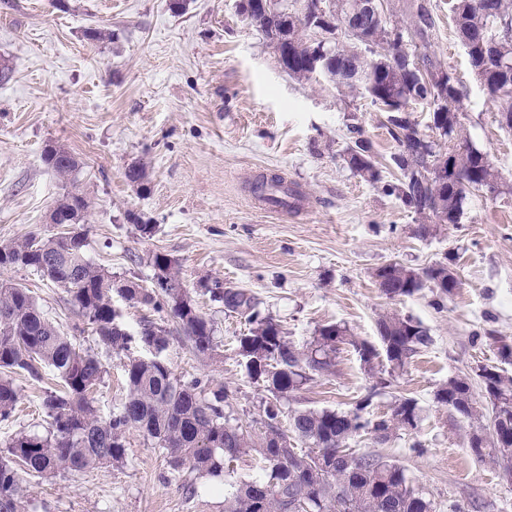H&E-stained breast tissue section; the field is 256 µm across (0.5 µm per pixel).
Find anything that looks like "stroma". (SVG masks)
<instances>
[{
    "label": "stroma",
    "mask_w": 512,
    "mask_h": 512,
    "mask_svg": "<svg viewBox=\"0 0 512 512\" xmlns=\"http://www.w3.org/2000/svg\"><path fill=\"white\" fill-rule=\"evenodd\" d=\"M425 2L436 21L430 51L463 92L464 131L488 154L500 193H471L460 224L424 238L417 216L385 189L399 177L387 113L370 98L288 76L242 0H184L180 9L173 0H0V64L12 69L0 82V243L58 233L51 213L65 182L43 152L50 145L69 151L90 202L87 259L144 288L154 285V254L177 262L218 347L198 354L175 327L165 361L175 378L227 392L226 412L258 433L270 394L239 363L238 338L249 326L203 295V280L252 293L299 346L328 323L375 344L380 316L413 317L431 342L389 388L372 393L373 378L344 345L332 371L282 402V412L349 411L368 395L376 417L396 398H414L422 417L414 433L382 444L364 433L351 447L403 467L436 512L457 503L465 512H512V483L473 459L469 422L434 401L449 378L497 363L481 329L512 343V132L500 128L497 107L468 64L451 0ZM95 28L104 40H87ZM358 138L371 146L379 181L347 164ZM134 163L146 168L143 184L125 176ZM279 174L307 199L306 211L255 204L256 183ZM142 224L153 226L151 236L141 235ZM447 256L460 285L440 308L427 290L387 298L374 278L393 261L420 269ZM1 281L29 288L46 318L96 354L105 374L94 404L105 415L116 410L127 394L124 358L96 341L65 290L30 269L0 271ZM13 380L20 399L0 419V443L48 430L45 383L23 373ZM257 472L250 457L229 478L198 479L196 494L187 495L161 452L133 429L124 463L31 476L25 487L28 512H224L220 485Z\"/></svg>",
    "instance_id": "stroma-1"
}]
</instances>
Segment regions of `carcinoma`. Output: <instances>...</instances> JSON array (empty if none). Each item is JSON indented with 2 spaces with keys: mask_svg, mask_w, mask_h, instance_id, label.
I'll use <instances>...</instances> for the list:
<instances>
[{
  "mask_svg": "<svg viewBox=\"0 0 512 512\" xmlns=\"http://www.w3.org/2000/svg\"><path fill=\"white\" fill-rule=\"evenodd\" d=\"M243 0V9L269 42L276 43L278 59L288 75L311 80L321 74L356 95L374 103L398 104L405 108L416 102L434 105L432 123L439 139L428 140L407 116L389 119V134L396 143L392 163L400 171L398 182L386 187L421 221V228L434 233L445 224L461 223L467 195L484 191L500 193L498 175L487 154L472 147L464 135L460 115L463 97L441 59L423 55L416 70H406L396 56L397 45L406 41L426 43L435 20L429 8L416 5L413 20L399 23L382 18L365 36L344 34V39L362 43L372 54L366 62L370 73L354 77L361 55L341 41H333V54L312 73L308 29L296 24L285 10L296 0H277L275 7L253 6ZM453 20L472 65L484 56L487 42L496 40L492 67L476 73L498 111L512 115V98L495 97L497 80L512 82V0H454ZM455 176L439 175L441 157ZM48 168L65 180L79 169L78 160L55 146L44 152ZM352 171L376 182L380 174L370 146L362 140L348 149ZM90 204L71 186L53 210V223L63 227L46 238L27 236L0 244V271L26 268L65 289L70 302L91 326L98 340L117 354L124 353L128 393L118 411L107 418L98 414L91 393L100 385L105 369L98 357L64 336L37 307L29 289L0 283V418L11 416L18 390L11 375L22 371L41 381L45 370L54 371L63 383L60 391L46 390L42 408L50 419L44 436L18 434L0 456V512H28L24 489L28 476L68 473L79 475L89 469L123 462L126 432L142 430L162 449L174 477L183 489L197 493L196 480L220 477L233 464L251 453L261 457L260 476L231 482L224 488L225 512H432V503L415 488L405 470L379 456L357 454L346 443L360 432L371 433L378 442L387 441L398 430L418 429L421 415L413 398L396 399L389 412L369 420L363 417L371 405L365 397L349 412L296 409L282 428L280 400L300 390L334 366L336 351L349 345L375 378L374 387L391 385L389 376L430 342L428 331L409 316L386 315L377 321L379 340L390 371H374L379 353L374 345L348 333L338 324L316 330L313 340L298 347L288 340L280 324L259 309L257 299L235 288H206L210 299L244 317L249 332L238 338V355L247 376L263 383L273 400L266 403L265 431L256 443L249 427L232 422L223 402L228 395L206 392L202 381H178L164 359L169 331L146 320L137 334L128 331L112 307V290L126 300L146 308H167L181 330L202 354L217 347L213 324L197 309L181 287L175 261L165 254L153 256L156 281L164 288H142L133 282L118 287L112 274L92 264L85 255L84 224ZM447 267L436 263L420 271L399 262L374 273L381 292L389 298L411 297L425 288L441 307L454 288L437 282ZM485 338L498 344L500 364L482 365L480 372L448 379L434 394L443 407L466 418L471 425L468 441L472 455L512 476V344L493 329ZM479 384L485 405H477L474 384ZM308 445L306 453L295 452V444Z\"/></svg>",
  "mask_w": 512,
  "mask_h": 512,
  "instance_id": "1",
  "label": "carcinoma"
}]
</instances>
